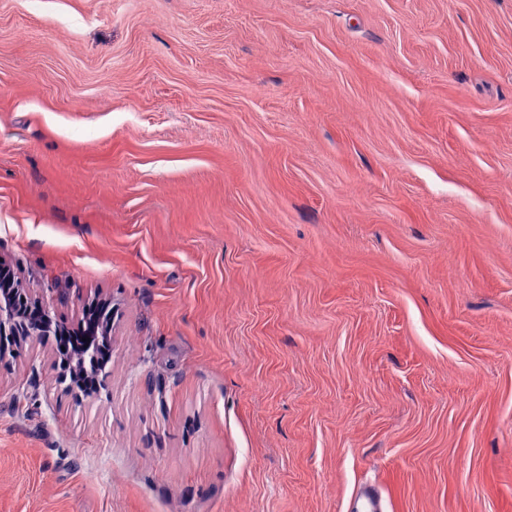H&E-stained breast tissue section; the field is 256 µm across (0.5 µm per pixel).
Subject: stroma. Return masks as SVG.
<instances>
[{
	"instance_id": "1",
	"label": "stroma",
	"mask_w": 512,
	"mask_h": 512,
	"mask_svg": "<svg viewBox=\"0 0 512 512\" xmlns=\"http://www.w3.org/2000/svg\"><path fill=\"white\" fill-rule=\"evenodd\" d=\"M0 512H512V0H0ZM29 303L28 296L22 283L14 280L12 283L0 282V336H29L40 338L50 336L54 321L49 307L42 305V318L37 323L24 324L21 318V307L18 301ZM106 320V312L100 305H90L76 327L62 328L53 333L52 338L57 350L61 354L74 351L82 342V338L94 332L100 333ZM62 348H65V351H62Z\"/></svg>"
}]
</instances>
